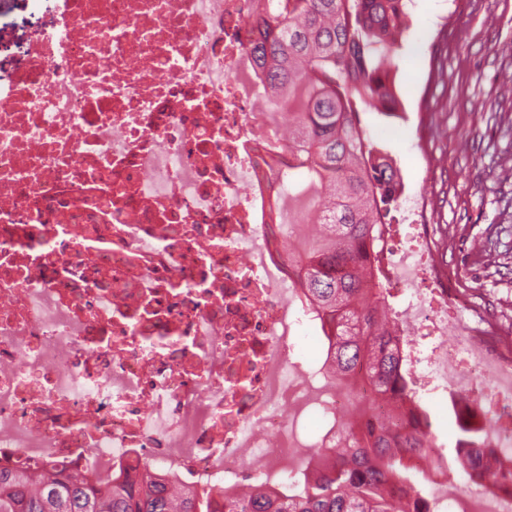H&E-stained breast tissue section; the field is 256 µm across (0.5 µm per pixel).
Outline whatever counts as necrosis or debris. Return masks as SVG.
I'll use <instances>...</instances> for the list:
<instances>
[{
	"instance_id": "necrosis-or-debris-1",
	"label": "necrosis or debris",
	"mask_w": 512,
	"mask_h": 512,
	"mask_svg": "<svg viewBox=\"0 0 512 512\" xmlns=\"http://www.w3.org/2000/svg\"><path fill=\"white\" fill-rule=\"evenodd\" d=\"M36 28L0 74V464L140 460L192 489L273 484L304 448L463 391L512 471V341L435 265L418 205L371 278L413 386L317 389L321 322L268 210L281 108L253 72V0H26ZM431 512H512V487L445 481Z\"/></svg>"
}]
</instances>
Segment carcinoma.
Returning <instances> with one entry per match:
<instances>
[{"label": "carcinoma", "instance_id": "obj_1", "mask_svg": "<svg viewBox=\"0 0 512 512\" xmlns=\"http://www.w3.org/2000/svg\"><path fill=\"white\" fill-rule=\"evenodd\" d=\"M407 0H259L250 16L256 76L288 104V177L274 224L286 239L297 287L323 324L327 374L360 370L390 399L409 378L387 326L385 304L367 303L368 273L381 249L380 224L397 207V169L365 137L359 112L399 110L393 57L408 28ZM308 196L302 224L280 221L285 198ZM345 448H325L302 479L245 492L188 490L146 463L80 474L0 468V512H428L414 459L431 452L429 412L400 424L347 423ZM457 456L469 477L504 485L482 431L464 428Z\"/></svg>", "mask_w": 512, "mask_h": 512}]
</instances>
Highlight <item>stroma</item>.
I'll return each instance as SVG.
<instances>
[{"instance_id":"35a3bbf8","label":"stroma","mask_w":512,"mask_h":512,"mask_svg":"<svg viewBox=\"0 0 512 512\" xmlns=\"http://www.w3.org/2000/svg\"><path fill=\"white\" fill-rule=\"evenodd\" d=\"M395 118L361 126L428 205L437 262L457 291L512 327V0H410Z\"/></svg>"}]
</instances>
